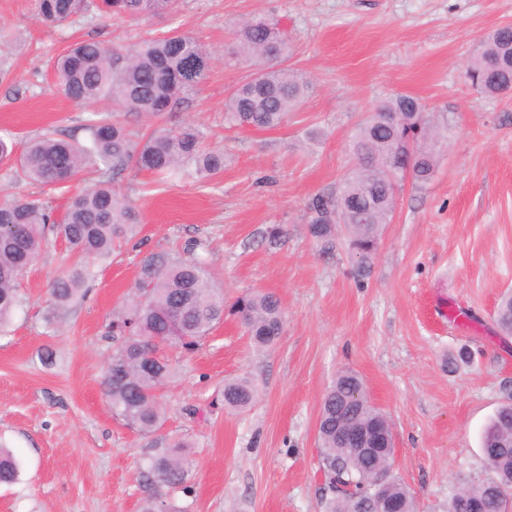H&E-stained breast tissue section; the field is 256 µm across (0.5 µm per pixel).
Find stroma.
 Returning <instances> with one entry per match:
<instances>
[{"label":"stroma","mask_w":512,"mask_h":512,"mask_svg":"<svg viewBox=\"0 0 512 512\" xmlns=\"http://www.w3.org/2000/svg\"><path fill=\"white\" fill-rule=\"evenodd\" d=\"M260 15L287 34V64L309 94L273 130L228 126L224 101L254 68L235 53L241 21ZM512 23V0H180L175 17L77 18L49 27L34 0H0V138L23 149L46 133L85 139L92 110L54 87L49 60L94 38L133 50L172 28L215 52L200 89L164 117L194 124L224 169L208 180H158L127 169L114 187L139 232L91 263L84 297L55 324L49 288L72 262L48 242L21 282L24 302L0 335V444L21 463L0 486V512H138L154 448L188 442V491L176 512H324L317 424L326 389L358 374L390 420L391 473L416 512H447L461 487L490 478L481 436L512 394V337L495 311L512 292V93L479 94L465 76L488 32ZM418 99L442 138L431 179L406 180L365 273L346 247L325 255L307 203L336 193L350 135L378 104ZM282 231L269 246L270 227ZM199 257L225 304L271 293L284 323L256 348L225 316L161 391L165 421L143 435L102 390L107 326L137 298L144 257ZM246 377L254 405L224 409L225 381Z\"/></svg>","instance_id":"obj_1"}]
</instances>
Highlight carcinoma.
I'll list each match as a JSON object with an SVG mask.
<instances>
[{"mask_svg":"<svg viewBox=\"0 0 512 512\" xmlns=\"http://www.w3.org/2000/svg\"><path fill=\"white\" fill-rule=\"evenodd\" d=\"M179 0H35L37 15L47 26H61L91 12L115 19L172 14ZM236 39L239 53L258 66V76L236 87L226 98V118L233 126L259 130L281 125L297 109L309 82L282 65L288 58L286 34L262 18L242 24ZM210 50L188 33L172 31L142 40L131 52L110 49L92 39L75 41L52 60L54 84L67 99L88 105L103 100L157 120L205 80ZM470 84L483 94L500 93L512 83V30L499 28L487 36L467 64ZM85 144L52 136L35 137L18 157L13 146L0 139V160L13 161L5 176L18 187L25 184L56 186L77 178L86 168L103 166L117 175L131 165L139 171L168 174L182 169L192 177L209 178L224 169V151L204 145L190 123L168 128L157 125L135 139L118 119L101 116L85 125ZM414 142L413 153L398 150L400 143ZM436 136L422 106L409 96L383 102L363 121L350 149V166L336 195L319 194L308 204V231L319 251L331 255L339 243L337 224H343L352 255L364 267L384 225L391 223L397 188L392 173L409 171L416 182H426L435 167ZM139 214L112 185L101 179L70 198L62 216L38 199L12 198L0 202V333L8 327L22 304L19 281L39 258L48 235L62 241L75 262L50 289L53 307L47 320L83 295L90 274L89 263L104 261L115 245L133 234ZM141 299L112 321L108 339L113 343L103 380L104 394L112 411L142 434L154 433L164 416L159 391L174 376L172 351L192 352L219 323L225 313L238 316L252 343L263 348L279 338L283 313L272 294L238 298L224 308V295L216 288L204 263L152 253L141 265ZM496 321L502 335H512V293L500 301ZM224 408L242 411L256 400L257 389L249 379L224 382ZM349 415L361 428H390L386 417L368 400L361 379L343 372L324 395L318 437L320 469L330 496L325 512H375L373 484L367 476L388 473L392 457L362 454L336 433V414ZM485 448L498 449L486 462L505 488L488 493L485 483L471 485L448 499V512H508L512 505V402L501 405L487 424ZM187 447L177 442L158 448L144 475L149 494L141 512H170L167 491L186 487L191 462L179 455ZM20 465L0 446V485L19 480ZM390 497L400 502L401 512H415L404 486H387Z\"/></svg>","mask_w":512,"mask_h":512,"instance_id":"carcinoma-1","label":"carcinoma"}]
</instances>
